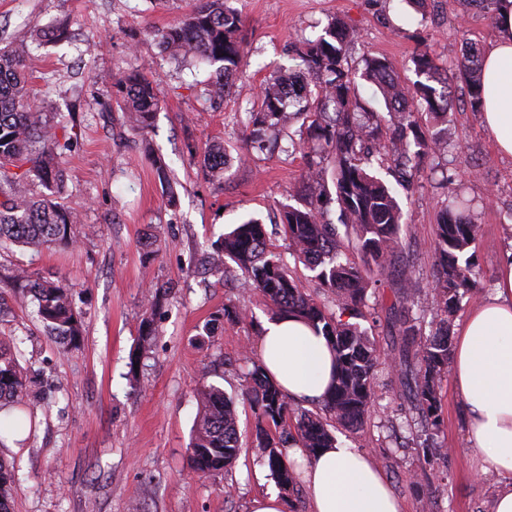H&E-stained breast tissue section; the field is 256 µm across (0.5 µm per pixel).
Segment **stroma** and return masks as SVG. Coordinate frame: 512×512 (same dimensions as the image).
Instances as JSON below:
<instances>
[{"label": "stroma", "mask_w": 512, "mask_h": 512, "mask_svg": "<svg viewBox=\"0 0 512 512\" xmlns=\"http://www.w3.org/2000/svg\"><path fill=\"white\" fill-rule=\"evenodd\" d=\"M196 0H0V41L29 42L40 30L67 22L71 40L39 46L31 60V86L44 124L77 135L65 152L60 203L77 210L70 247L0 250V336L22 339L23 366L36 376L42 399L26 439L0 433V458L14 468L19 490L13 512H249L253 497L278 486L253 445L256 416L241 395L242 356L257 358L265 297L242 289L236 276L206 271L213 244L231 224L255 216L265 224L273 251L287 254L276 222L281 205H296L304 169L301 152L256 155L239 161L246 112L261 84L289 66L291 48L315 38L328 16L342 17L357 33L347 53L353 67L372 54L392 61L414 80L410 59L429 44L442 66L461 57L467 43L486 46L496 29L467 0H428L419 14L402 0H229L242 18L244 57L231 92L211 101L203 94L210 68L186 69L170 59L156 30L188 13ZM158 80L159 110L145 134L130 133L116 104V81L132 69ZM444 175L421 180L401 198L407 224L405 253L422 288L419 309L433 307L435 224L447 195L442 176L454 177L469 200L480 231L469 252L470 310L492 293L499 268L512 251V159L501 157L481 115L457 96L448 124ZM222 143L230 165L212 178L203 150ZM168 168L176 207L153 167ZM32 278L59 277L72 288L83 315L77 346L63 348L32 315L14 285L15 269ZM171 292L155 316L156 336L138 372L130 359L149 290ZM245 319L205 325L224 308ZM236 396L242 448L230 471L206 476L189 463L195 398L203 369ZM378 404L363 431L337 436L371 454L406 512H489L498 481L479 476L468 446L466 411L451 379L439 388L441 425L428 434L448 450L442 474L424 482L429 465L419 438L401 429L409 389L395 371L380 372ZM279 491V490H278Z\"/></svg>", "instance_id": "obj_1"}]
</instances>
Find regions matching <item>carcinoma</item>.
I'll list each match as a JSON object with an SVG mask.
<instances>
[{
	"label": "carcinoma",
	"instance_id": "cac0c4a2",
	"mask_svg": "<svg viewBox=\"0 0 512 512\" xmlns=\"http://www.w3.org/2000/svg\"><path fill=\"white\" fill-rule=\"evenodd\" d=\"M240 33L241 20L224 0H198L184 19L154 36L172 57L214 67L207 92L220 98L230 90L228 77L240 67ZM354 39L355 32L343 18L328 19L321 34L296 50V69L262 85L257 103L246 112L245 159L268 146L272 130L301 122L298 139H290V145L303 151L306 198L300 206L284 207L280 223L292 257L312 273L315 291H304L281 254L270 249L264 225L255 217L242 219L226 232L211 256L216 272L226 273L228 263H234L243 288L262 293L272 315L295 312L318 326L336 354L332 382L314 411L289 398L262 365L245 358L252 363L245 377L246 395L257 418L254 442L262 449L270 476L283 490L300 483V472L288 460L287 449L297 446L311 457L336 443L328 419L359 432L376 407L380 353L361 322L375 319L369 292L377 290L381 277L391 273L395 279L388 322L399 337L393 361L409 385L410 411L434 428L440 425L439 383L448 376L453 354L450 325L462 298L471 291L466 253L479 225L470 210L455 206L452 188L435 224V307L431 330L425 331V316L413 314L420 283L414 266L402 256L404 215L398 195L401 189H412L425 169L435 172L440 167L436 159L445 154L448 141L421 122L425 115L448 122L454 111L452 81L459 82L471 111L483 112L480 52L464 53L448 70L425 45L410 59L416 80L409 84L386 58H364L361 77L377 88L384 102L385 111L374 112L361 103L356 73L348 65L347 49ZM30 56L31 51L22 47L0 45V247L38 251L72 245V225L79 219L56 200L65 183L62 151L72 141H59L33 109ZM117 90V104L129 128L146 132L158 110L153 75L132 71L117 81ZM204 164L211 176L223 175L224 145H208ZM383 168L394 182L377 176ZM35 180L45 193H32ZM351 248L360 261L349 258ZM14 279L17 286L29 288L38 320L67 344H76L82 313L74 305L70 286L59 278L32 281L23 269ZM158 295L157 291L148 301L141 318L132 365L151 349ZM21 354L18 342L0 344V407L6 403L27 407L35 401L33 381L19 362ZM198 397L201 410L190 466L202 475L226 471L241 450L236 399L205 383ZM292 416L296 417L293 427L288 424ZM423 452L429 472L439 473L448 450L426 443ZM17 492L12 466L0 458V512H12Z\"/></svg>",
	"mask_w": 512,
	"mask_h": 512
}]
</instances>
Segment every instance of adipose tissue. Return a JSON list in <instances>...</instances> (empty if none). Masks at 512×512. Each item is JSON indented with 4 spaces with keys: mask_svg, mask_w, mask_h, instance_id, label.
<instances>
[{
    "mask_svg": "<svg viewBox=\"0 0 512 512\" xmlns=\"http://www.w3.org/2000/svg\"><path fill=\"white\" fill-rule=\"evenodd\" d=\"M496 37L482 57L483 119L501 156L512 157V0H501ZM259 358L288 396L321 400L332 380L334 354L306 320L283 314L262 327ZM451 379L468 415V441L481 470L495 474L499 488L491 512H512V252L493 294L476 304L454 338ZM303 478L312 512H405L382 471L345 440L303 458Z\"/></svg>",
    "mask_w": 512,
    "mask_h": 512,
    "instance_id": "1",
    "label": "adipose tissue"
}]
</instances>
